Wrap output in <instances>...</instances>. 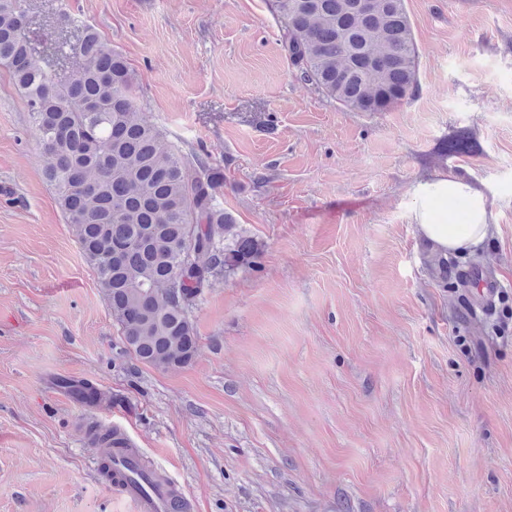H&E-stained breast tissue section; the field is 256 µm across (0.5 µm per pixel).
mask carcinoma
<instances>
[{"label":"carcinoma","mask_w":512,"mask_h":512,"mask_svg":"<svg viewBox=\"0 0 512 512\" xmlns=\"http://www.w3.org/2000/svg\"><path fill=\"white\" fill-rule=\"evenodd\" d=\"M282 46L299 79L350 112H385L417 89L418 54L405 0H272ZM19 0H0V64L22 92L47 158L44 175L94 269L124 352L159 370L191 363L192 316L219 276L255 266L258 242L224 211V173L176 152L135 108L124 56L90 26L70 47L66 79L30 46ZM193 257L184 256L186 237ZM448 287V258L425 257Z\"/></svg>","instance_id":"carcinoma-1"}]
</instances>
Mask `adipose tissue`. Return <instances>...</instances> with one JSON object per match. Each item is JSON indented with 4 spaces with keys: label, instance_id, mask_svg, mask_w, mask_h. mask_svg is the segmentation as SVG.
<instances>
[{
    "label": "adipose tissue",
    "instance_id": "adipose-tissue-1",
    "mask_svg": "<svg viewBox=\"0 0 512 512\" xmlns=\"http://www.w3.org/2000/svg\"><path fill=\"white\" fill-rule=\"evenodd\" d=\"M416 192L424 202L414 215L417 228L437 250L456 253L481 244L491 234L486 199L471 183L440 176L419 185ZM459 198L470 205L469 223L456 224L448 216L447 204ZM432 201L441 203L440 211L434 213L429 210L428 204Z\"/></svg>",
    "mask_w": 512,
    "mask_h": 512
}]
</instances>
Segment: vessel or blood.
Instances as JSON below:
<instances>
[{
	"label": "vessel or blood",
	"instance_id": "vessel-or-blood-1",
	"mask_svg": "<svg viewBox=\"0 0 512 512\" xmlns=\"http://www.w3.org/2000/svg\"><path fill=\"white\" fill-rule=\"evenodd\" d=\"M85 411L77 421L85 444L96 448V466L109 465L120 485L123 499L131 512H187L188 503L176 483L159 471H141L142 454L130 437H123L120 447L99 438L101 423L91 414V402L82 401Z\"/></svg>",
	"mask_w": 512,
	"mask_h": 512
}]
</instances>
